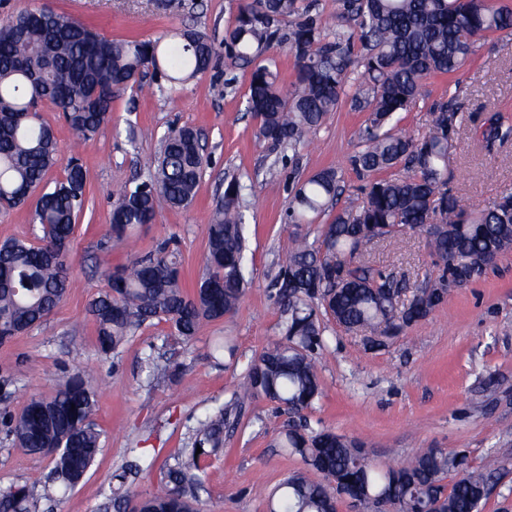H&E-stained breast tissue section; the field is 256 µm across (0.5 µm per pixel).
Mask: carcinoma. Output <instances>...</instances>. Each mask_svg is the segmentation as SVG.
<instances>
[{"label": "carcinoma", "instance_id": "cac0c4a2", "mask_svg": "<svg viewBox=\"0 0 512 512\" xmlns=\"http://www.w3.org/2000/svg\"><path fill=\"white\" fill-rule=\"evenodd\" d=\"M337 10L356 28L357 55L342 34L317 22L304 0H252L225 29L226 58L252 66L246 110L260 120L259 141L273 150L303 144L347 96L354 108L369 113L360 149L351 157L368 181L361 205L336 213L319 245L296 236L268 285L281 310L280 337L250 361L229 403L198 422L191 447L137 501L139 512H195L202 461L221 448L224 428L237 423L238 410L249 400L287 404L298 418L319 402L316 355L325 347L327 321L350 333L398 336L444 302L448 280L480 277L488 267L483 258L512 243V187L480 209L467 207L448 189L455 139L450 126L457 125V116L440 109L422 137L403 132L396 120L416 104L428 77L465 64L478 37L512 32V7L497 0H337ZM281 45L296 61L289 86L260 62ZM214 54L206 35L190 27L172 31L164 44L108 39L50 9H20L0 22V199L11 208L31 203L32 223L42 231L36 245L17 239L0 244V345L41 324L62 302L71 239L87 198L86 172L76 157L62 178L47 180L60 148L32 105L52 102L88 141L112 121L114 99L146 74L172 92L206 73ZM511 137L512 125L498 111L480 127L488 151ZM400 165L409 175L376 177ZM203 170L198 133L189 127L168 131L148 177L113 194L112 241L152 223L166 208L191 205ZM339 182L333 168L297 180L288 222L310 224L326 213L337 201ZM250 193L252 186L238 179L227 183L207 226L203 271L193 287L167 242L104 272L107 288L89 304L101 355L118 354L154 319L169 322L189 343L201 321L237 310L249 284L241 204ZM421 228L432 237L437 257V275L428 286L408 295L403 283L356 263L374 239ZM175 371L168 359L149 363L157 380ZM95 407L93 379L77 368L52 397L33 396L19 412H3L0 422L14 442L50 459L52 467L38 494L20 484L0 488V512H39L42 502L82 482L101 452ZM279 444L322 479L302 472L288 476L272 494L270 512H337L345 495L365 502L386 497L398 512H434L438 502L446 512H479L488 482L499 473L493 458L475 468L465 452L442 448H426L404 466H381L365 457L357 441L301 422L288 426ZM450 473L456 480L448 486Z\"/></svg>", "mask_w": 512, "mask_h": 512}]
</instances>
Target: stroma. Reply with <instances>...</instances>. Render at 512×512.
<instances>
[{
    "instance_id": "stroma-1",
    "label": "stroma",
    "mask_w": 512,
    "mask_h": 512,
    "mask_svg": "<svg viewBox=\"0 0 512 512\" xmlns=\"http://www.w3.org/2000/svg\"><path fill=\"white\" fill-rule=\"evenodd\" d=\"M248 0H0V20L23 9L65 14L112 39L153 40L190 26L205 32L216 49L224 31ZM250 70L216 56L211 69L168 96L157 89L128 90L112 103V121L93 139L79 142L52 105L40 109L60 143L61 163L78 154L87 173L88 206L75 227L70 273L63 302L46 321L0 346V409L20 411L31 396H52L65 371L83 368L95 378V421L101 448L84 481L52 503L51 512H118L111 495L127 461L146 456L152 466L130 483L132 493L156 486L185 448L198 419L227 401L247 364L279 336L280 310L268 284L278 258L292 245L293 231L315 242L336 211L356 208L363 199L362 176L350 159L359 148L366 113L341 99L323 125L298 149L271 150L256 138L258 122L246 110ZM450 104L460 124L448 159V186L466 203L485 205L512 186V139L485 151L474 139L492 110L512 119V35H485L457 72L426 80L399 128L425 134L439 104ZM190 126L206 144L207 163L189 208L164 211L141 224L120 244L110 238L112 194L120 185L145 180L169 128ZM335 168L343 192L335 210L319 223L293 228L286 215L292 180ZM253 185L243 208L251 285L238 309L224 319L202 323L194 342L183 344L164 321L144 326L120 349L102 357L96 325L87 313L105 289V270L176 243L188 281L203 268L206 225L231 179ZM365 259L410 287L425 286L437 257L425 230L408 231L375 245ZM232 339L234 353L214 354L216 342ZM84 346L73 355L72 342ZM319 354L323 396L305 416L310 428L330 429L364 442L370 460L399 465L423 448L463 449L473 466L495 456L501 466L497 486L481 512H503L512 492V251L499 256L479 279L449 289L445 302L426 320L407 327L385 347L369 349L362 335L329 324ZM181 363L171 381L148 379L149 358ZM287 412L264 398L242 409L224 446L206 459L201 512H269V493L291 473L304 471L299 457L278 446ZM49 462L7 440L0 432V487H39Z\"/></svg>"
}]
</instances>
